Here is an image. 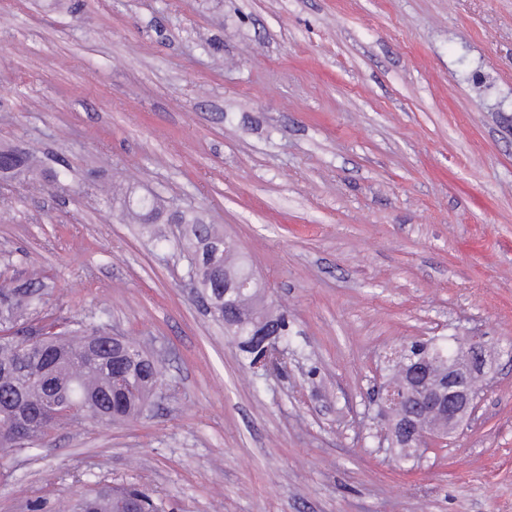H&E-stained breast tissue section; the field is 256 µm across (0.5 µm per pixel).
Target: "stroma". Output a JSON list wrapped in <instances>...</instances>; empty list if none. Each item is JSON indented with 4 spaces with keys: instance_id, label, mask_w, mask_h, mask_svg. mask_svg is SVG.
Segmentation results:
<instances>
[{
    "instance_id": "1",
    "label": "stroma",
    "mask_w": 512,
    "mask_h": 512,
    "mask_svg": "<svg viewBox=\"0 0 512 512\" xmlns=\"http://www.w3.org/2000/svg\"><path fill=\"white\" fill-rule=\"evenodd\" d=\"M0 273L155 358L142 417L0 460V512L142 485L165 512H512V0H0ZM191 209L288 316L250 368L185 275ZM500 349L474 418L399 464L374 390L404 341Z\"/></svg>"
}]
</instances>
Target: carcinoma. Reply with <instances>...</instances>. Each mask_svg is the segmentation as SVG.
Here are the masks:
<instances>
[{"mask_svg":"<svg viewBox=\"0 0 512 512\" xmlns=\"http://www.w3.org/2000/svg\"><path fill=\"white\" fill-rule=\"evenodd\" d=\"M186 225V252L191 273L197 264H207L209 240L218 235L210 224L192 211L182 212ZM246 260L235 250L224 258V271L230 275L243 272ZM50 286L41 280H12L0 286V449L24 450L44 447L51 432L60 427L97 420L103 414L105 424L138 418L147 412L155 396L153 386L163 381L158 363L139 354L141 348L124 340L127 368L133 388L112 385V346L103 342L91 349L93 339L104 330L87 324L78 331L54 321L45 325L37 343L31 342L32 322L44 319ZM224 314L248 325L246 335L232 337L242 355L252 360L263 337L252 332L281 330L283 347H288L285 319L266 306L261 287L252 288L224 304ZM70 390L71 400L80 404L76 412L56 418L46 416L52 398L45 387L46 378ZM139 512H163L146 490L136 486L102 488L77 500L68 512H125L128 501Z\"/></svg>","mask_w":512,"mask_h":512,"instance_id":"1","label":"carcinoma"}]
</instances>
